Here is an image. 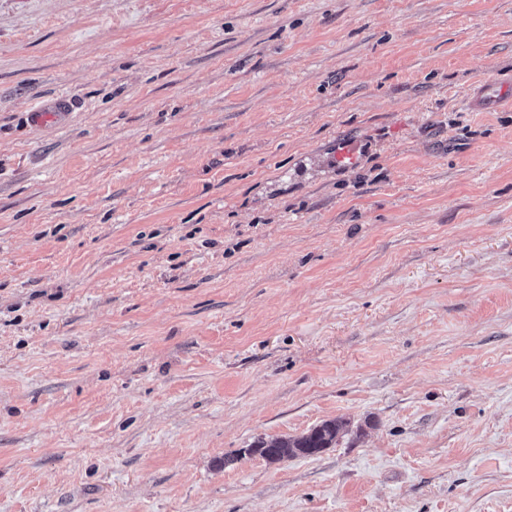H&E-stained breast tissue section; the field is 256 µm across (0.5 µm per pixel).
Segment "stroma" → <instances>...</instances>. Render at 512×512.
<instances>
[{"label":"stroma","mask_w":512,"mask_h":512,"mask_svg":"<svg viewBox=\"0 0 512 512\" xmlns=\"http://www.w3.org/2000/svg\"><path fill=\"white\" fill-rule=\"evenodd\" d=\"M501 70L512 0H0V512H512ZM512 88V74L499 75L490 87L478 89L475 96V104L480 110L497 108L506 100H510ZM71 111V103L66 97H54L31 106L26 112L31 125L42 127L47 122L56 126L63 124ZM344 424V421L339 419L325 421L299 437L260 441L251 448V451L272 463L297 456L317 455L336 444ZM285 448H291V454L288 455Z\"/></svg>","instance_id":"35a3bbf8"}]
</instances>
